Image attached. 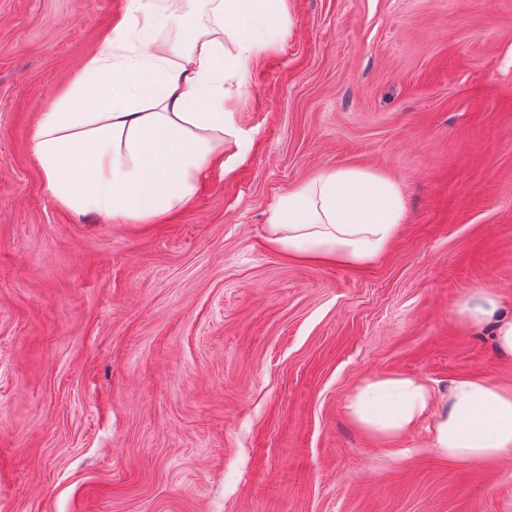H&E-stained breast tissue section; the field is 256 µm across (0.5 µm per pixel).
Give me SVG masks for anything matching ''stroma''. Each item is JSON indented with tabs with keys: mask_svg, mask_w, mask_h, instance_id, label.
Instances as JSON below:
<instances>
[{
	"mask_svg": "<svg viewBox=\"0 0 512 512\" xmlns=\"http://www.w3.org/2000/svg\"><path fill=\"white\" fill-rule=\"evenodd\" d=\"M126 5L0 0V512H503L512 457L450 463L427 419L390 445L346 404L512 385L454 314L483 287L512 312V0H286L223 165L154 224L60 207L29 155ZM340 167L404 197L385 253L273 248L278 198Z\"/></svg>",
	"mask_w": 512,
	"mask_h": 512,
	"instance_id": "stroma-1",
	"label": "stroma"
}]
</instances>
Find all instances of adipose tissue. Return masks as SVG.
Masks as SVG:
<instances>
[{"mask_svg":"<svg viewBox=\"0 0 512 512\" xmlns=\"http://www.w3.org/2000/svg\"><path fill=\"white\" fill-rule=\"evenodd\" d=\"M211 26L185 46L153 34L183 17L157 0H127L107 49L41 112L30 155L59 206L116 224H152L189 203L201 177L224 158L233 134L225 85L243 88L247 66L289 32L285 0H208ZM396 183L357 168H326L280 196L270 241L291 255L364 264L378 259L404 219ZM458 319L490 329L512 357V315L489 288L458 301ZM433 403L414 378L367 381L351 397L353 420L393 442L415 429ZM433 452L454 463L512 456V386L484 377L454 380L436 415Z\"/></svg>","mask_w":512,"mask_h":512,"instance_id":"obj_1","label":"adipose tissue"}]
</instances>
